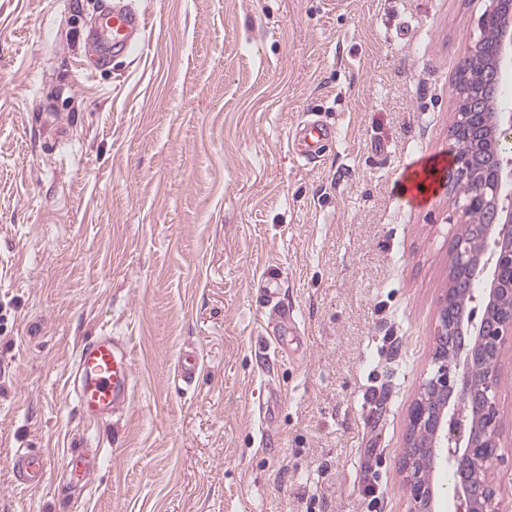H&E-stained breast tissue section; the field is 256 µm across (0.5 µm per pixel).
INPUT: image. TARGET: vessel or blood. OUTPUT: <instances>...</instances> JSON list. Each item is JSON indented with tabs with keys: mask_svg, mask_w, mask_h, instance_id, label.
<instances>
[{
	"mask_svg": "<svg viewBox=\"0 0 512 512\" xmlns=\"http://www.w3.org/2000/svg\"><path fill=\"white\" fill-rule=\"evenodd\" d=\"M149 25L147 17L127 0L105 5L95 22L94 32L102 56H129L142 53ZM328 127L311 123L296 136L305 158H312L317 143L329 137ZM199 373L195 352L180 356L174 377L180 383H193ZM134 388V367L128 342L117 336H96L83 343L75 362V400L82 413L93 422L111 415L127 404ZM13 468L28 486L42 485L49 473L45 455L18 449Z\"/></svg>",
	"mask_w": 512,
	"mask_h": 512,
	"instance_id": "obj_1",
	"label": "vessel or blood"
}]
</instances>
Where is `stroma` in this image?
<instances>
[{"instance_id": "obj_1", "label": "stroma", "mask_w": 512, "mask_h": 512, "mask_svg": "<svg viewBox=\"0 0 512 512\" xmlns=\"http://www.w3.org/2000/svg\"><path fill=\"white\" fill-rule=\"evenodd\" d=\"M105 3L0 0V512H408L484 0H134L143 53L96 67ZM311 119L337 135L308 160ZM423 160L419 203L401 186ZM103 333L128 340L135 391L92 424L72 376ZM500 374L512 512V346ZM19 448L49 456L42 486L17 481ZM74 451L104 460L78 484ZM199 364L194 351L187 352L180 356L175 368V380L184 385L193 383L198 377Z\"/></svg>"}]
</instances>
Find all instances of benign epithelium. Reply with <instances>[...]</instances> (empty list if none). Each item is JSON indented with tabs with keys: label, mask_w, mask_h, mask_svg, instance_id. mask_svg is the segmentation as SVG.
Segmentation results:
<instances>
[{
	"label": "benign epithelium",
	"mask_w": 512,
	"mask_h": 512,
	"mask_svg": "<svg viewBox=\"0 0 512 512\" xmlns=\"http://www.w3.org/2000/svg\"><path fill=\"white\" fill-rule=\"evenodd\" d=\"M479 26L448 130L467 148L455 152L446 184L457 191L464 226L451 246L448 297L464 292L480 313L442 305L432 353L437 371L408 414L401 468L409 512H436L432 473L441 468L454 478L457 512H503L490 473L503 448L499 361L512 340V161L502 148L512 113L500 111L484 89L512 72V0H487Z\"/></svg>",
	"instance_id": "1"
}]
</instances>
